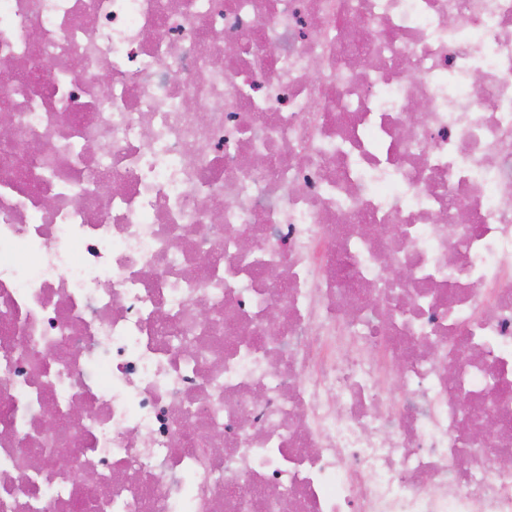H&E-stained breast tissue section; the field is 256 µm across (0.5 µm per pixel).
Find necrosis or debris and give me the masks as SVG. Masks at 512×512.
Returning <instances> with one entry per match:
<instances>
[{
	"instance_id": "1",
	"label": "necrosis or debris",
	"mask_w": 512,
	"mask_h": 512,
	"mask_svg": "<svg viewBox=\"0 0 512 512\" xmlns=\"http://www.w3.org/2000/svg\"><path fill=\"white\" fill-rule=\"evenodd\" d=\"M0 109V512H512V0H0Z\"/></svg>"
}]
</instances>
